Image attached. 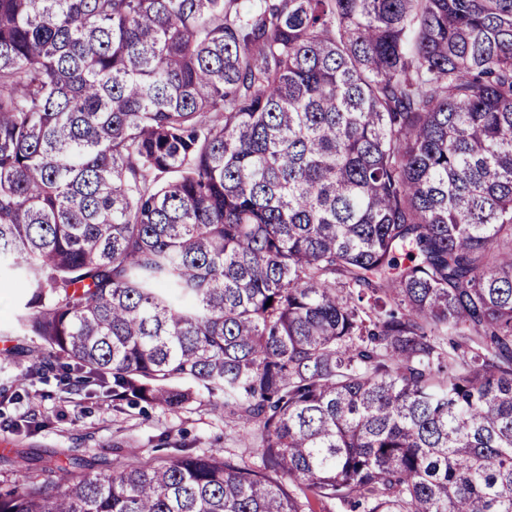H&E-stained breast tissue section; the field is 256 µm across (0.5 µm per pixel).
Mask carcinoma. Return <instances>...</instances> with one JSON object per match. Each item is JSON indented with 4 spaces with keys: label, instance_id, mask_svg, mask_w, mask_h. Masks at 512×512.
<instances>
[{
    "label": "carcinoma",
    "instance_id": "cac0c4a2",
    "mask_svg": "<svg viewBox=\"0 0 512 512\" xmlns=\"http://www.w3.org/2000/svg\"><path fill=\"white\" fill-rule=\"evenodd\" d=\"M29 376L260 463L0 455V512H512V0H0Z\"/></svg>",
    "mask_w": 512,
    "mask_h": 512
}]
</instances>
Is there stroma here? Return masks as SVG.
Returning a JSON list of instances; mask_svg holds the SVG:
<instances>
[{
    "mask_svg": "<svg viewBox=\"0 0 512 512\" xmlns=\"http://www.w3.org/2000/svg\"><path fill=\"white\" fill-rule=\"evenodd\" d=\"M29 358L0 361V388L19 390L23 398L16 403L0 402V449L29 448L36 452L79 448L94 454L113 443H123L141 457L155 456L157 438L167 432L185 438L196 451L221 448L238 452L244 460L258 459V448H242L237 431L229 419L212 414L207 402L197 401L179 413L158 409L116 411L105 389L91 385L80 393L60 390L55 382L42 383L26 375ZM44 419L45 427L28 430L29 415Z\"/></svg>",
    "mask_w": 512,
    "mask_h": 512,
    "instance_id": "obj_1",
    "label": "stroma"
}]
</instances>
